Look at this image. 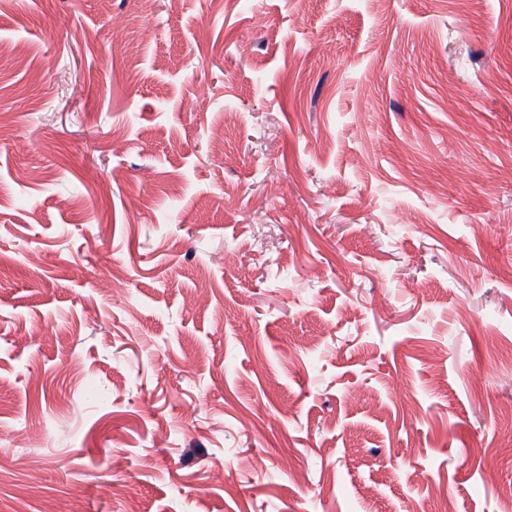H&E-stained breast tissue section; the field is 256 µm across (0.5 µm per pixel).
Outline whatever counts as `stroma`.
I'll use <instances>...</instances> for the list:
<instances>
[{
  "label": "stroma",
  "mask_w": 512,
  "mask_h": 512,
  "mask_svg": "<svg viewBox=\"0 0 512 512\" xmlns=\"http://www.w3.org/2000/svg\"><path fill=\"white\" fill-rule=\"evenodd\" d=\"M512 0H0V512H512Z\"/></svg>",
  "instance_id": "35a3bbf8"
}]
</instances>
